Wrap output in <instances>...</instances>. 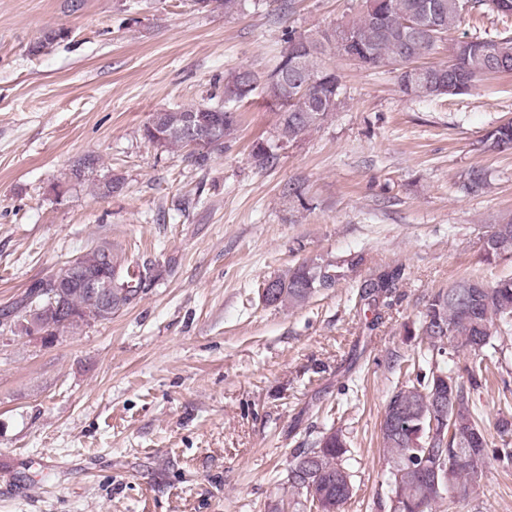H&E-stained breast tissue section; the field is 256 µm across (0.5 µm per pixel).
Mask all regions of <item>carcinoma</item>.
Instances as JSON below:
<instances>
[{"mask_svg": "<svg viewBox=\"0 0 512 512\" xmlns=\"http://www.w3.org/2000/svg\"><path fill=\"white\" fill-rule=\"evenodd\" d=\"M212 12L232 16L242 10V0H208ZM507 18L512 17V0H363L357 19L347 24L356 44L357 65L379 68L408 65L431 53L460 25L465 16L481 8ZM46 38L31 47L39 53L68 35L64 27L45 30ZM284 46L276 66L261 77L247 67L224 76V85L236 84L243 76L251 87L237 99L249 98L262 88L270 108L278 112V141L291 143L336 112L341 99L340 76L326 56L336 47L321 35H307L294 29L283 33ZM454 63L426 64L420 67L423 82L414 91L417 99L444 96L434 84L438 79L457 80L472 87L486 74L512 73V32L488 37H470L452 43ZM201 110L190 105L165 113L159 127V148L167 152L186 151V158L199 168L207 166L215 153L224 152V143L238 125L236 113L215 107L207 113V122L219 124L207 142V149L189 148L182 118ZM486 148L504 152L512 150V121L497 126L486 138ZM267 141L255 142L251 158L258 167L275 159V149ZM98 160L80 159L77 181H91L104 197L121 189L118 178L102 182L93 178ZM487 187V177L480 169L469 172L463 189L480 194ZM495 247L485 251L486 259L504 255L512 257V220L494 225L488 236ZM113 268L119 269L118 286L113 289V312L137 299L151 286V268L140 266L126 254L112 249ZM399 267L378 271L358 285L361 305L376 309L386 305L402 278ZM344 277L343 265L334 262H303L272 278L274 288L265 303L297 306L320 290L332 288ZM59 317L49 326L51 336L90 322L105 320L99 306L82 288H64L54 297ZM512 327V276L492 284L476 275L463 276L448 287L435 292L427 301L418 328L420 350L411 359L406 372L414 378L395 390L385 411L396 405L407 413L409 427L395 431L381 425L383 455L388 465V494L393 512H433V506L445 497L464 499L479 487L489 460L488 439L476 413L473 397L488 388L489 349L495 348L496 334ZM459 352L469 354L462 372L455 373L436 357ZM448 398L445 423L431 427L429 415L437 397ZM349 452L342 432H323L299 450L288 468V483L304 497L309 507L323 512H340L353 494L352 474L344 462Z\"/></svg>", "mask_w": 512, "mask_h": 512, "instance_id": "carcinoma-1", "label": "carcinoma"}]
</instances>
